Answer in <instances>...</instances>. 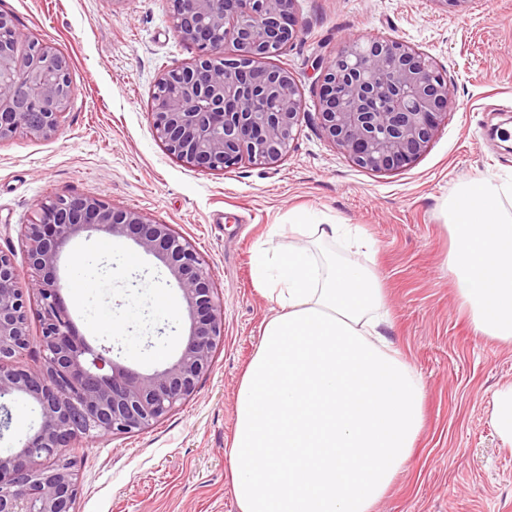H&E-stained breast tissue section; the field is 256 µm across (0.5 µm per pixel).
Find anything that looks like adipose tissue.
I'll return each mask as SVG.
<instances>
[{
  "label": "adipose tissue",
  "instance_id": "ef3b65f1",
  "mask_svg": "<svg viewBox=\"0 0 512 512\" xmlns=\"http://www.w3.org/2000/svg\"><path fill=\"white\" fill-rule=\"evenodd\" d=\"M446 269L474 334L512 345V179L461 180L444 202ZM253 274L279 311L238 389L228 458L238 512H374L423 424L424 386L387 338L372 249L350 224L273 225ZM340 244L320 255L303 235Z\"/></svg>",
  "mask_w": 512,
  "mask_h": 512
}]
</instances>
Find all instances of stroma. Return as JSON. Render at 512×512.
I'll return each mask as SVG.
<instances>
[{
  "instance_id": "1",
  "label": "stroma",
  "mask_w": 512,
  "mask_h": 512,
  "mask_svg": "<svg viewBox=\"0 0 512 512\" xmlns=\"http://www.w3.org/2000/svg\"><path fill=\"white\" fill-rule=\"evenodd\" d=\"M299 38L277 57L306 116L279 166L217 172L168 153L149 116L162 71L197 56L168 0H0L21 32L69 58L72 96L48 137L0 140V252L20 284L32 272L21 227L58 195L98 197L170 224L208 263L224 302V344L195 397L153 427L70 451L76 512H237L228 444L236 393L278 308L258 288L256 248L290 215L359 225L375 243L392 315L388 338L426 391L417 446L376 512H512V447L491 419L512 381V347L479 338L444 268L442 204L462 179L512 174V0H298ZM395 37L435 59L457 107L409 167L375 173L321 135L318 62L349 38ZM62 292L92 345L142 372L164 368L188 333L176 283L132 242L89 232L62 253ZM175 313L162 315L153 295Z\"/></svg>"
}]
</instances>
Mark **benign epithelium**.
Listing matches in <instances>:
<instances>
[{"mask_svg": "<svg viewBox=\"0 0 512 512\" xmlns=\"http://www.w3.org/2000/svg\"><path fill=\"white\" fill-rule=\"evenodd\" d=\"M177 36L197 49L188 65L157 80L149 110L166 150L202 171L241 163L272 168L287 155L305 115L293 74L272 63L300 34L296 0H169ZM322 135L372 172L415 162L455 106L435 60L394 37H353L319 64ZM70 61L26 38L0 12V140L47 137L67 110ZM126 238L176 281L190 319L184 347L168 366L140 372L72 340L57 289L58 262L87 231ZM34 278L23 291L13 258L0 253V398L30 402L33 435L0 454V512H75L79 485L59 449L79 440L151 428L193 398L224 342V302L195 247L170 224L86 196H55L22 228ZM41 310L44 365L21 364L29 348L26 296Z\"/></svg>", "mask_w": 512, "mask_h": 512, "instance_id": "obj_1", "label": "benign epithelium"}]
</instances>
